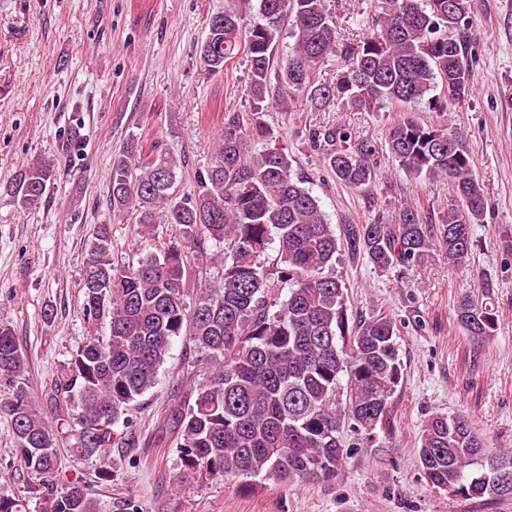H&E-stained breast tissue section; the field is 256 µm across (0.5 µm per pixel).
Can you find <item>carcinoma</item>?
Here are the masks:
<instances>
[{
    "label": "carcinoma",
    "instance_id": "1",
    "mask_svg": "<svg viewBox=\"0 0 512 512\" xmlns=\"http://www.w3.org/2000/svg\"><path fill=\"white\" fill-rule=\"evenodd\" d=\"M469 7V0H372L371 31L356 44L340 38L327 0H230L209 18L200 63L223 75L246 58L249 107L224 116L215 161L204 169L190 170L182 156L154 144L146 151L133 134L112 153L113 215L147 232L173 224L175 235L159 252L117 264L110 225H94L80 304L89 337L51 380L50 412L29 391L13 330L0 325V379L8 386L0 415L37 481L35 512H99L82 482L59 488L58 449L100 457V480L112 481L104 451L134 447L130 406L155 387L179 336L205 365L202 381L168 410L160 437L174 436L186 478L237 479L247 491L257 477L284 486L334 480L348 458L346 429L369 441L390 430L403 377L396 323L386 315L353 317L345 283L327 269L342 251L381 271L419 266L430 256L435 221L448 255L468 258L472 225L483 223L487 201L466 139L402 113L386 133L392 161L415 179L447 178L460 207L434 219L405 205L388 222L336 230L263 116L274 104L288 111L297 97L316 109L340 99L357 112L384 102L442 109L467 97L473 75L461 34ZM287 26L294 42L279 58ZM336 54L344 71L333 86L319 82L317 66ZM439 86L447 91L443 102L431 96ZM308 140L337 181L356 189L374 182L377 151L369 139L325 124L309 129ZM180 172L192 183L186 193L177 189ZM56 181V159L41 156L22 166L8 192L19 208L33 210ZM273 243L275 257L261 260ZM188 248L194 259L221 267L190 311ZM455 312L474 363L498 329L490 289L480 299L461 295ZM101 323L109 327L104 338L96 335ZM416 453L439 492L512 499V482L498 488L495 468L512 463V453L491 450L464 414L431 415ZM21 507L15 488L0 480V512Z\"/></svg>",
    "mask_w": 512,
    "mask_h": 512
}]
</instances>
